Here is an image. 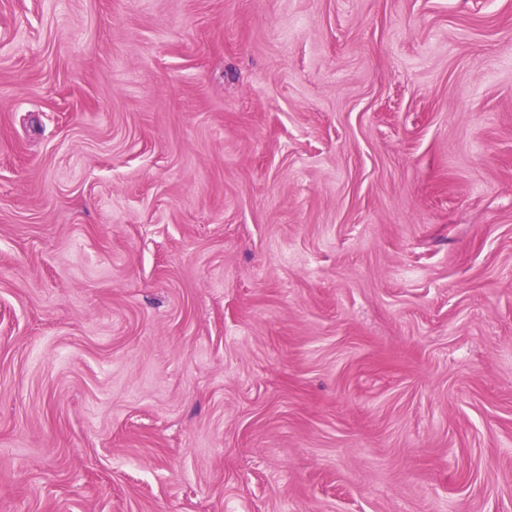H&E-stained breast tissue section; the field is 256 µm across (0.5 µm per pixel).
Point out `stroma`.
I'll return each instance as SVG.
<instances>
[{
  "mask_svg": "<svg viewBox=\"0 0 512 512\" xmlns=\"http://www.w3.org/2000/svg\"><path fill=\"white\" fill-rule=\"evenodd\" d=\"M0 512H512V0H0Z\"/></svg>",
  "mask_w": 512,
  "mask_h": 512,
  "instance_id": "stroma-1",
  "label": "stroma"
}]
</instances>
